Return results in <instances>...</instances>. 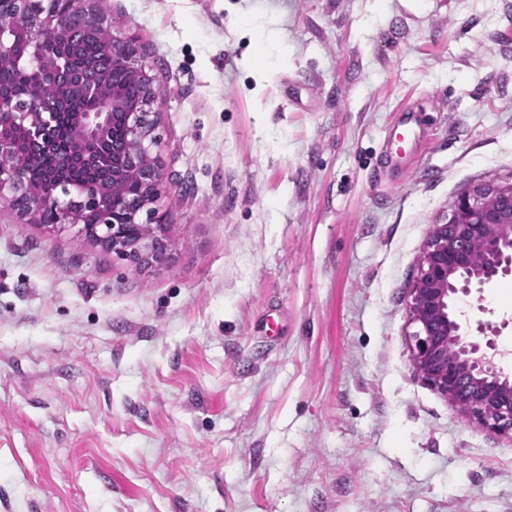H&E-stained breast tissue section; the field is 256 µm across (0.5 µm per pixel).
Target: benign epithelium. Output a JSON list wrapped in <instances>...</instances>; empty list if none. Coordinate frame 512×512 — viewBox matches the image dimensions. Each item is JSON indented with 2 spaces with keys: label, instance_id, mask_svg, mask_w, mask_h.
<instances>
[{
  "label": "benign epithelium",
  "instance_id": "7a95c632",
  "mask_svg": "<svg viewBox=\"0 0 512 512\" xmlns=\"http://www.w3.org/2000/svg\"><path fill=\"white\" fill-rule=\"evenodd\" d=\"M0 54L19 42L28 91L0 84V204L37 224L78 233L141 271L170 250L155 207L164 172L153 153L160 113L154 77L134 37L100 39L108 27L99 0H0ZM55 55L42 51L48 39ZM100 42V58L77 67L72 51ZM137 89L135 97L127 88ZM77 98L93 101L73 111ZM47 155L57 163L37 180ZM512 276V181L481 183L455 201L448 222L432 225L409 291L417 330L410 360L464 416L512 437V376L507 352L482 326L462 320L459 301Z\"/></svg>",
  "mask_w": 512,
  "mask_h": 512
}]
</instances>
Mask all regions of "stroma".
<instances>
[{
	"mask_svg": "<svg viewBox=\"0 0 512 512\" xmlns=\"http://www.w3.org/2000/svg\"><path fill=\"white\" fill-rule=\"evenodd\" d=\"M99 7L160 91L172 250L0 210V512H512L408 308L432 225L512 179V0ZM460 308L512 350V278Z\"/></svg>",
	"mask_w": 512,
	"mask_h": 512,
	"instance_id": "35a3bbf8",
	"label": "stroma"
}]
</instances>
